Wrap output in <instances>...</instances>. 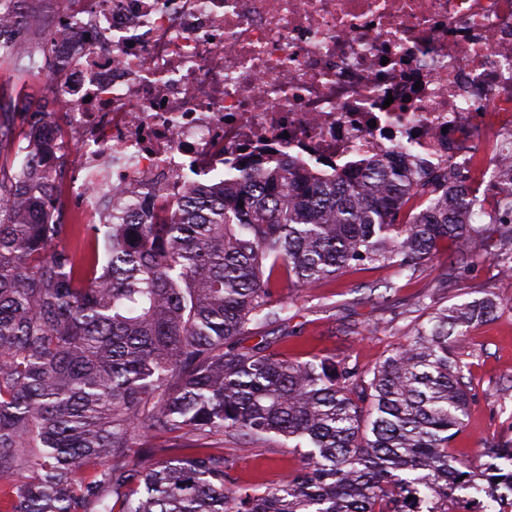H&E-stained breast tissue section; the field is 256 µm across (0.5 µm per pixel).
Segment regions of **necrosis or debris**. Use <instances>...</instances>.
<instances>
[{
    "instance_id": "obj_1",
    "label": "necrosis or debris",
    "mask_w": 512,
    "mask_h": 512,
    "mask_svg": "<svg viewBox=\"0 0 512 512\" xmlns=\"http://www.w3.org/2000/svg\"><path fill=\"white\" fill-rule=\"evenodd\" d=\"M33 22L58 223L180 213L252 153L402 151L488 213L512 183V0H56Z\"/></svg>"
}]
</instances>
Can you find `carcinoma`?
<instances>
[{
  "instance_id": "cac0c4a2",
  "label": "carcinoma",
  "mask_w": 512,
  "mask_h": 512,
  "mask_svg": "<svg viewBox=\"0 0 512 512\" xmlns=\"http://www.w3.org/2000/svg\"><path fill=\"white\" fill-rule=\"evenodd\" d=\"M0 66L31 72L0 40ZM15 107L0 87V155ZM0 178V485L5 512H469L512 497V438L478 467L451 448L471 404L457 343L512 301L434 307L371 368L288 359L284 291L349 270L399 273L448 253V272L512 224L448 207V172L409 181L366 159L341 173L248 161L180 215L54 224L32 155ZM243 206H238V203ZM256 337L252 346L244 341ZM282 439L303 460L277 484L238 486L224 436ZM134 448L160 456L129 462ZM413 500H408V497Z\"/></svg>"
}]
</instances>
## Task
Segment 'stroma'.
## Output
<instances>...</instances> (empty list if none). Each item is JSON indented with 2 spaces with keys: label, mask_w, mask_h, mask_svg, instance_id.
Instances as JSON below:
<instances>
[{
  "label": "stroma",
  "mask_w": 512,
  "mask_h": 512,
  "mask_svg": "<svg viewBox=\"0 0 512 512\" xmlns=\"http://www.w3.org/2000/svg\"><path fill=\"white\" fill-rule=\"evenodd\" d=\"M495 243V237L485 238L482 257L459 279L449 277L443 255L412 275L370 269L290 291L288 301L296 316L288 323L287 343L277 350L291 356H346L369 367L403 342L405 328L422 306H450L489 293L512 299V275L500 273L493 258ZM388 281L394 282V290L382 292V283ZM458 352L470 365L471 406L453 450L479 464L485 444L512 435V310L475 326ZM224 456L239 485L277 481L301 464L300 456L276 442L228 438Z\"/></svg>",
  "instance_id": "obj_1"
}]
</instances>
